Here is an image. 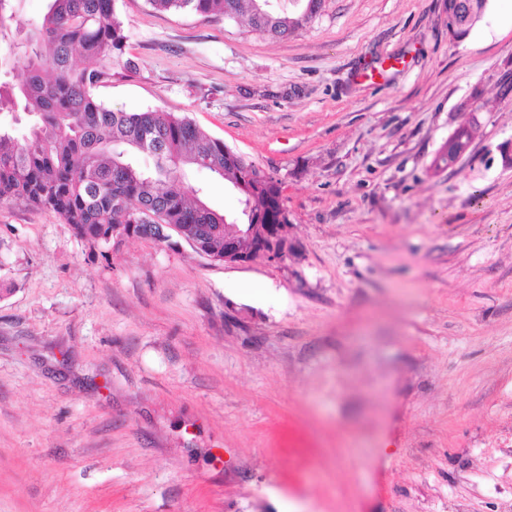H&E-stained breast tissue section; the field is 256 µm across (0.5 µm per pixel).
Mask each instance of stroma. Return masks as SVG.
<instances>
[{
	"instance_id": "35a3bbf8",
	"label": "stroma",
	"mask_w": 512,
	"mask_h": 512,
	"mask_svg": "<svg viewBox=\"0 0 512 512\" xmlns=\"http://www.w3.org/2000/svg\"><path fill=\"white\" fill-rule=\"evenodd\" d=\"M117 9L136 72L99 99L278 181L296 253L105 250L0 204V512H512V0L460 42L446 0L275 40ZM472 125L462 126L458 129L454 136L446 142L443 147L439 150L437 156L434 159L433 165L436 171L448 169V155L457 154L456 157L453 155L449 158L450 168L455 166L460 157L465 153H459L468 148L472 136H473ZM459 153V154H458Z\"/></svg>"
}]
</instances>
